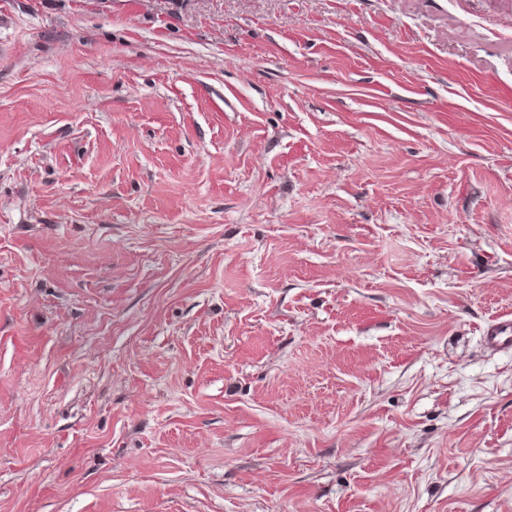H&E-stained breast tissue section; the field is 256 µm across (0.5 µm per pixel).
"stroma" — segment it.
I'll list each match as a JSON object with an SVG mask.
<instances>
[{
  "label": "stroma",
  "mask_w": 512,
  "mask_h": 512,
  "mask_svg": "<svg viewBox=\"0 0 512 512\" xmlns=\"http://www.w3.org/2000/svg\"><path fill=\"white\" fill-rule=\"evenodd\" d=\"M512 0H0V512H512ZM484 340L493 350H512V316L505 315L485 326Z\"/></svg>",
  "instance_id": "1"
}]
</instances>
